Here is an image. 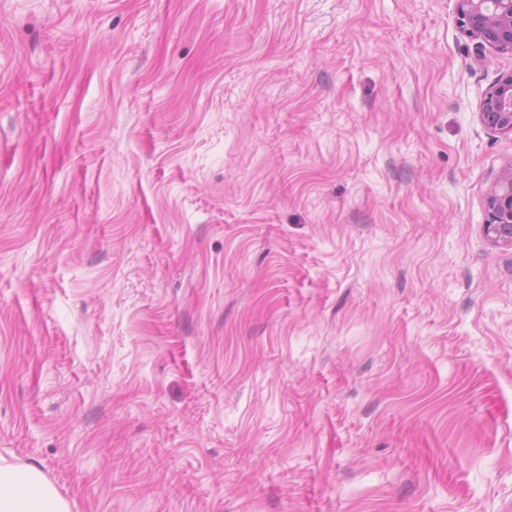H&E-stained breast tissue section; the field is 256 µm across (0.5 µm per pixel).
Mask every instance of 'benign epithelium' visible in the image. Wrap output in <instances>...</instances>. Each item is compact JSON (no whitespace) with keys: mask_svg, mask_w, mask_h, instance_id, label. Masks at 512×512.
Returning a JSON list of instances; mask_svg holds the SVG:
<instances>
[{"mask_svg":"<svg viewBox=\"0 0 512 512\" xmlns=\"http://www.w3.org/2000/svg\"><path fill=\"white\" fill-rule=\"evenodd\" d=\"M457 22L475 44V56L490 50L512 56V0H456ZM484 129L512 135V70L500 73L478 107ZM483 231L496 247L512 248V160L501 170L486 194Z\"/></svg>","mask_w":512,"mask_h":512,"instance_id":"benign-epithelium-1","label":"benign epithelium"}]
</instances>
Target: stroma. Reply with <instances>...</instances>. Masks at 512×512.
Returning a JSON list of instances; mask_svg holds the SVG:
<instances>
[{
    "label": "stroma",
    "mask_w": 512,
    "mask_h": 512,
    "mask_svg": "<svg viewBox=\"0 0 512 512\" xmlns=\"http://www.w3.org/2000/svg\"><path fill=\"white\" fill-rule=\"evenodd\" d=\"M510 69L455 0H0V457L70 512H512ZM478 111L484 129L512 135V70L500 73L489 85ZM483 231L491 245L512 248V160L487 191Z\"/></svg>",
    "instance_id": "stroma-1"
}]
</instances>
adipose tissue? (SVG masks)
I'll return each instance as SVG.
<instances>
[{"instance_id": "adipose-tissue-1", "label": "adipose tissue", "mask_w": 512, "mask_h": 512, "mask_svg": "<svg viewBox=\"0 0 512 512\" xmlns=\"http://www.w3.org/2000/svg\"><path fill=\"white\" fill-rule=\"evenodd\" d=\"M0 512H69V505L40 470L0 458Z\"/></svg>"}]
</instances>
